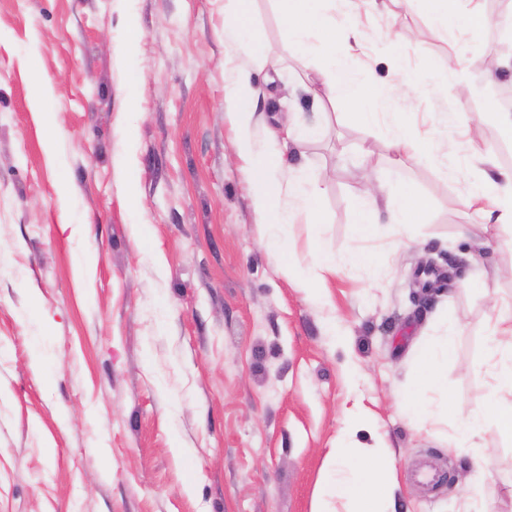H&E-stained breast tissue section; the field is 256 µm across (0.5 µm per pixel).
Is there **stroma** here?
<instances>
[{"instance_id": "obj_1", "label": "stroma", "mask_w": 512, "mask_h": 512, "mask_svg": "<svg viewBox=\"0 0 512 512\" xmlns=\"http://www.w3.org/2000/svg\"><path fill=\"white\" fill-rule=\"evenodd\" d=\"M466 6L486 20L475 45L434 34L425 0L355 15L358 83L381 112L365 128L356 101L306 91L274 0H254L247 30L279 77H255L253 135L290 114L289 163L326 175L319 227L296 216L280 230L288 269L232 151L224 88L241 62L224 0H0V512H321L342 446L393 453L392 512H475L477 465L496 512H512V439L455 445L458 421L496 393L485 351L512 298V227L466 208L469 154L443 171L396 164L387 146L402 118L512 170L493 119L512 76L488 73L512 51V0ZM375 185L427 206L363 240L354 210ZM319 240L341 266L307 290L297 269ZM358 250L372 267L347 266ZM430 263L451 278L425 291ZM449 322L447 387L413 413L417 349Z\"/></svg>"}]
</instances>
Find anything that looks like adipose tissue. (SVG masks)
Instances as JSON below:
<instances>
[{
  "label": "adipose tissue",
  "mask_w": 512,
  "mask_h": 512,
  "mask_svg": "<svg viewBox=\"0 0 512 512\" xmlns=\"http://www.w3.org/2000/svg\"><path fill=\"white\" fill-rule=\"evenodd\" d=\"M253 0H224V46L247 59L246 67L237 70L225 88V103L237 127L234 150L246 162L254 189V203L263 224L270 228L288 223L290 216L282 206L283 198L295 200L304 223L318 226L320 216L321 180L316 173L289 168L277 136H269L266 143H258L252 134L254 115L245 109V101L253 94L252 69L262 67L265 56L254 39L245 30ZM434 33L463 27L470 42L481 35L482 20L465 17L448 0H426ZM283 34L284 54L301 53L305 64L322 59L317 72L324 99L335 101L337 96L354 97L358 84L352 67L354 59L364 48L360 31L351 18L361 9L374 10L377 0H337V11L326 8V0H275ZM339 28L343 34L327 39L328 31ZM389 147L395 161L417 164H456L459 153L455 142H448L435 152L424 151L412 128L403 121H395ZM378 194L366 195L359 203L354 224L359 236L376 235L377 219L402 226L412 223L422 211V204L413 202L410 190H402L386 209H379ZM475 216L483 224H512V171L497 175L475 172L467 200ZM455 325H447L443 335L421 345L418 352V370L412 405L424 410L430 405L432 394L444 389L446 381L440 371L454 354ZM488 359L495 368L494 378L501 398L486 402L478 411L462 419L456 429L458 446L471 448L476 438L490 430L512 438V302L498 306L488 335ZM337 461L351 462L347 476L328 482L322 489L324 501H350L355 512H381L380 500L395 480V460L389 451L366 456L356 448H339L334 452Z\"/></svg>",
  "instance_id": "adipose-tissue-1"
}]
</instances>
